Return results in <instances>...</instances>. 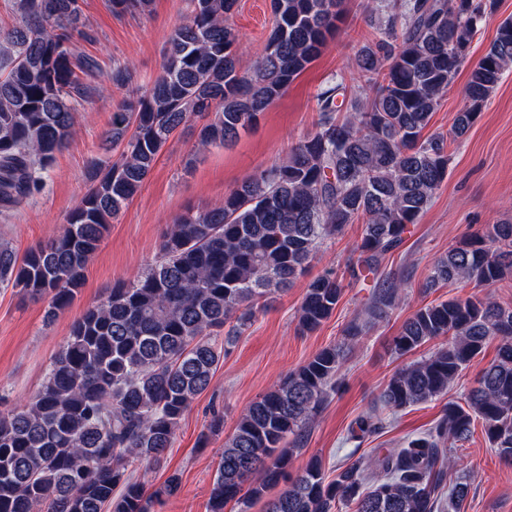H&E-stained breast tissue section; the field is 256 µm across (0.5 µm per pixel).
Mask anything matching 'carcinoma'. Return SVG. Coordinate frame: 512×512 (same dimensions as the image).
Listing matches in <instances>:
<instances>
[{
	"label": "carcinoma",
	"instance_id": "cac0c4a2",
	"mask_svg": "<svg viewBox=\"0 0 512 512\" xmlns=\"http://www.w3.org/2000/svg\"><path fill=\"white\" fill-rule=\"evenodd\" d=\"M117 13H145L150 0H110ZM238 0H190L171 30L160 75L133 88L89 162L90 185L66 225L20 258L0 246V287L46 299L47 317L71 305L109 224L133 199L171 136L200 122L197 147L235 141L320 54L344 14V0H271L274 16L261 51L237 64ZM496 0H404L360 46L351 71L363 81L347 95L345 78L315 95L316 130L288 156L243 180L224 204L187 211L163 235L156 259L111 288L72 324L41 387L0 415V512H152L155 494L133 479L135 461L157 462L204 392L224 353V326L239 333L275 295L302 276L320 244L362 221L351 276L380 272L448 176L444 135L424 136L440 96L466 63ZM20 23L0 33L13 52L0 61V206L22 204L43 183L78 122L84 85L68 43L85 34L79 0H18ZM512 68V18L470 69L468 106L453 132L464 135ZM512 278V224H494L448 250L425 287L452 282L491 286ZM344 285L326 272L312 279L298 308V329L317 330L336 309ZM404 282L382 277L368 306L339 344L317 351L253 402L224 442L213 479L211 512L245 505L279 483L335 388L344 353L399 304ZM499 341L463 401L446 404L437 425L402 448L360 457L328 481L319 458L289 479L266 512H462L468 484L448 487L454 458L475 421L500 458L512 462V306L493 296L440 301L413 312L394 350L402 356L433 342L420 360L396 370L377 409L357 421L351 439L383 427L381 411L436 399L483 351Z\"/></svg>",
	"mask_w": 512,
	"mask_h": 512
}]
</instances>
